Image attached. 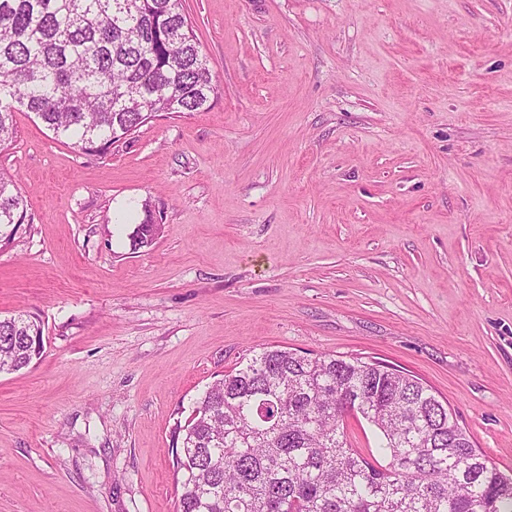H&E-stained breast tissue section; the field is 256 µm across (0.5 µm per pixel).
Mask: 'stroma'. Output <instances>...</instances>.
Wrapping results in <instances>:
<instances>
[{
	"mask_svg": "<svg viewBox=\"0 0 512 512\" xmlns=\"http://www.w3.org/2000/svg\"><path fill=\"white\" fill-rule=\"evenodd\" d=\"M219 85L87 157L0 151V512H176L174 431L254 351L382 360L512 474V0H185ZM152 247L131 235L143 201ZM27 206L16 181L0 175V226L2 224H29ZM43 349L41 321L30 314L0 317V373L27 368Z\"/></svg>",
	"mask_w": 512,
	"mask_h": 512,
	"instance_id": "stroma-1",
	"label": "stroma"
}]
</instances>
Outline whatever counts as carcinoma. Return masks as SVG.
Wrapping results in <instances>:
<instances>
[{
  "label": "carcinoma",
  "instance_id": "obj_1",
  "mask_svg": "<svg viewBox=\"0 0 512 512\" xmlns=\"http://www.w3.org/2000/svg\"><path fill=\"white\" fill-rule=\"evenodd\" d=\"M219 86L183 0H0V150L15 112L79 153H108L156 112H206ZM134 246L161 227L150 209ZM29 223L0 175V225ZM43 349L41 321L0 318V373ZM374 428L385 463L348 442ZM178 512H512V488L414 375L377 359L264 348L204 392L177 427ZM344 425L353 448H357L369 459L375 457L380 461V454L376 448L377 438L369 425L364 420H357L353 416L346 417Z\"/></svg>",
  "mask_w": 512,
  "mask_h": 512
}]
</instances>
